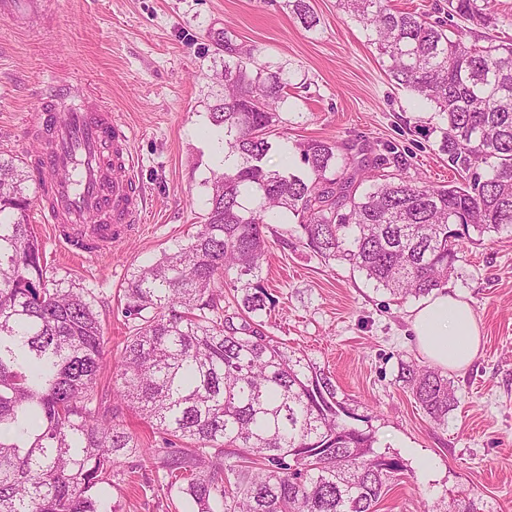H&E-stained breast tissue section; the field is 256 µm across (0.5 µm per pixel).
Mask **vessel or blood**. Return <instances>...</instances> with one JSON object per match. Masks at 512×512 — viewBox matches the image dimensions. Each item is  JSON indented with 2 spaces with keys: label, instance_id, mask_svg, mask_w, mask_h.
Here are the masks:
<instances>
[{
  "label": "vessel or blood",
  "instance_id": "1",
  "mask_svg": "<svg viewBox=\"0 0 512 512\" xmlns=\"http://www.w3.org/2000/svg\"><path fill=\"white\" fill-rule=\"evenodd\" d=\"M41 3L0 0V16L20 20ZM35 125L43 139L34 159L43 222L72 253H111L140 223L145 207L131 127L68 82L52 87Z\"/></svg>",
  "mask_w": 512,
  "mask_h": 512
}]
</instances>
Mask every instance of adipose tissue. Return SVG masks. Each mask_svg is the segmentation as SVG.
<instances>
[{"mask_svg": "<svg viewBox=\"0 0 512 512\" xmlns=\"http://www.w3.org/2000/svg\"><path fill=\"white\" fill-rule=\"evenodd\" d=\"M412 330L419 352L445 370L467 367L480 351V326L471 307L445 289L414 308Z\"/></svg>", "mask_w": 512, "mask_h": 512, "instance_id": "adipose-tissue-1", "label": "adipose tissue"}]
</instances>
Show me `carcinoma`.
Wrapping results in <instances>:
<instances>
[{
	"label": "carcinoma",
	"instance_id": "cac0c4a2",
	"mask_svg": "<svg viewBox=\"0 0 512 512\" xmlns=\"http://www.w3.org/2000/svg\"><path fill=\"white\" fill-rule=\"evenodd\" d=\"M340 2L369 31L389 79L441 114L440 151L460 181L411 180L389 147L360 193L349 158L322 140L301 147L303 171L268 168L267 131L290 80L260 51L225 44L235 61L216 73L224 100L210 120L236 163L213 172L207 213L188 242L128 278L124 313L137 328L103 395L95 386L110 339L94 297L48 276L27 222L25 172L0 157V512H105L93 489L112 484L137 449L113 423L114 402L166 440L191 444L163 469L193 512H378L400 460L349 422L330 376L248 322L268 299L264 228L292 213L315 254L393 296L444 288L470 231L512 230V43L492 34L488 0H448L447 18L434 22L387 0ZM288 6L305 27L317 25L309 0ZM231 273L244 280L238 325L220 306ZM400 379L435 424H448L447 377L404 364ZM226 447L242 463H225Z\"/></svg>",
	"mask_w": 512,
	"mask_h": 512
}]
</instances>
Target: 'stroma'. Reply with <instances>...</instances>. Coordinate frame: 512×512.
<instances>
[{
	"label": "stroma",
	"mask_w": 512,
	"mask_h": 512,
	"mask_svg": "<svg viewBox=\"0 0 512 512\" xmlns=\"http://www.w3.org/2000/svg\"><path fill=\"white\" fill-rule=\"evenodd\" d=\"M47 18L0 20V156L27 166L39 148L34 114L40 92L65 76L101 98L133 130V153L147 206L136 230L112 253L69 255L43 224L28 221L50 275L90 289L102 304L112 357L131 334L119 293L131 272L174 252L202 224L209 180L221 169L209 113L224 97L214 78L224 64L211 41L223 33L241 50L259 49L290 76L286 103L268 140L266 164L301 169L300 146L327 140L365 165L386 146L405 154L406 174L433 186L456 175L438 150L442 119L398 89L381 68L362 23L339 0H310L319 22L305 28L288 0H50ZM261 282L273 299L254 322L331 375L339 401L403 472L379 512H453L473 501L480 512H512V232L463 240L448 290L474 311L481 349L448 372L456 404L434 424L400 379L402 364H425L411 328L417 299L397 300L344 262H325L299 239L284 214L267 230ZM116 422L140 446L112 478L116 512H188L172 507L157 458L162 436L131 408Z\"/></svg>",
	"instance_id": "1"
}]
</instances>
